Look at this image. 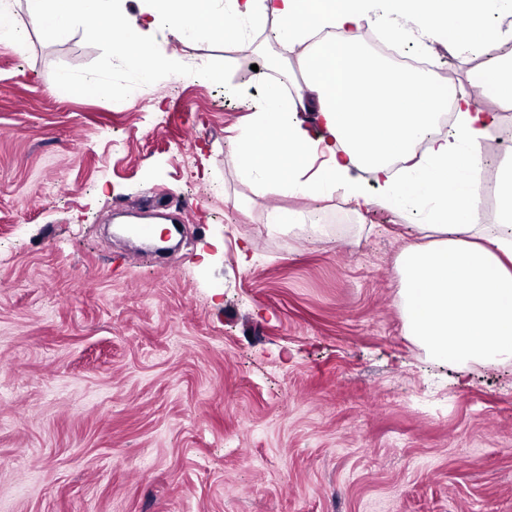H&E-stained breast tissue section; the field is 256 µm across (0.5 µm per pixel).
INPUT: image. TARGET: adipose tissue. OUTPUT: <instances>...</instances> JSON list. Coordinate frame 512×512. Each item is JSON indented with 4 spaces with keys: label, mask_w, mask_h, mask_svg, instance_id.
Returning <instances> with one entry per match:
<instances>
[{
    "label": "adipose tissue",
    "mask_w": 512,
    "mask_h": 512,
    "mask_svg": "<svg viewBox=\"0 0 512 512\" xmlns=\"http://www.w3.org/2000/svg\"><path fill=\"white\" fill-rule=\"evenodd\" d=\"M143 0L123 12L122 0H27L31 21L59 40L82 21L111 33L114 48L139 64L155 57L156 28L176 40H239L237 20L277 18L278 42L299 47L302 85L293 93L260 74L264 98L236 137L243 176L262 193L303 200L341 192L357 208L378 204L423 213L416 243L399 257L402 310L409 336L436 362L512 363V153L496 167L498 205L491 224L478 221L472 176L495 116L471 91L372 60L357 44L362 28L401 18L425 37L444 33L460 56L495 53L485 77L499 100L512 103V0ZM329 30L330 41L314 40ZM454 106L452 132L432 134L436 116ZM315 113L318 129L306 125ZM425 142V158L397 176L395 160ZM322 154L324 165L308 174ZM368 170L379 194L354 178Z\"/></svg>",
    "instance_id": "obj_1"
}]
</instances>
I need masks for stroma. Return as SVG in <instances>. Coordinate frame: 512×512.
Masks as SVG:
<instances>
[{
    "label": "stroma",
    "mask_w": 512,
    "mask_h": 512,
    "mask_svg": "<svg viewBox=\"0 0 512 512\" xmlns=\"http://www.w3.org/2000/svg\"><path fill=\"white\" fill-rule=\"evenodd\" d=\"M0 42V512H512V366H436L407 336L397 256L420 214L261 195L234 137L278 20L178 41L144 75L80 23L13 6ZM402 46L454 84L492 66ZM224 65L211 79L208 61ZM111 85L73 96L59 82ZM317 212L312 239L271 206ZM174 217L177 248L113 236ZM302 222L303 216L300 214L275 207L268 213L267 227L271 230L297 227L310 237H317L324 233L325 224H300Z\"/></svg>",
    "instance_id": "stroma-1"
}]
</instances>
